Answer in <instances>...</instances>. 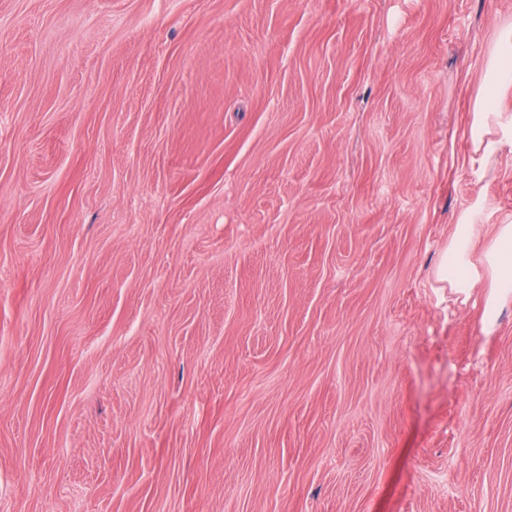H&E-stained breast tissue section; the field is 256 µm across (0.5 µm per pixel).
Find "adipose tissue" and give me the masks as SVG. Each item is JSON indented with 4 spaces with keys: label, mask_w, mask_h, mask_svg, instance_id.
<instances>
[{
    "label": "adipose tissue",
    "mask_w": 512,
    "mask_h": 512,
    "mask_svg": "<svg viewBox=\"0 0 512 512\" xmlns=\"http://www.w3.org/2000/svg\"><path fill=\"white\" fill-rule=\"evenodd\" d=\"M477 237L474 225H458L448 254L456 266L457 275H449L447 266H440L437 278L459 294H468L480 281L488 282L484 316L494 322L503 301L512 297V224L500 225L495 238L485 252L474 255L473 243Z\"/></svg>",
    "instance_id": "1"
}]
</instances>
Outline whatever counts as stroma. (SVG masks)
Returning a JSON list of instances; mask_svg holds the SVG:
<instances>
[{"label":"stroma","instance_id":"obj_1","mask_svg":"<svg viewBox=\"0 0 512 512\" xmlns=\"http://www.w3.org/2000/svg\"><path fill=\"white\" fill-rule=\"evenodd\" d=\"M512 0H0V512H512V301L435 277Z\"/></svg>","mask_w":512,"mask_h":512}]
</instances>
